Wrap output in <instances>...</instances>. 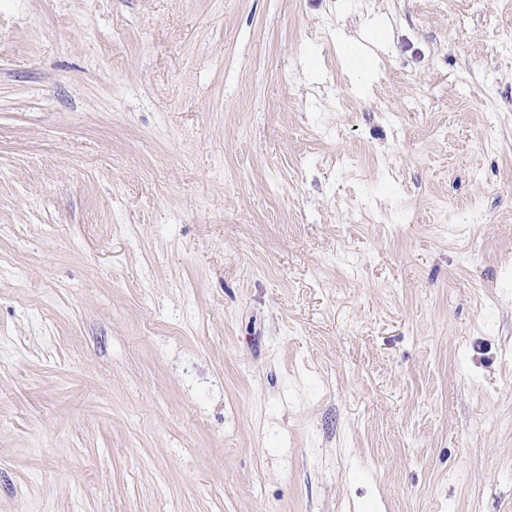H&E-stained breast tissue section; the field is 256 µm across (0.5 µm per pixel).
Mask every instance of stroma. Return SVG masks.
<instances>
[{"label": "stroma", "mask_w": 512, "mask_h": 512, "mask_svg": "<svg viewBox=\"0 0 512 512\" xmlns=\"http://www.w3.org/2000/svg\"><path fill=\"white\" fill-rule=\"evenodd\" d=\"M0 512H512V0H0ZM339 41L344 47L350 50L352 55L358 56L362 54L366 56L362 61L359 59L357 60L358 68L354 67L353 65V71L358 77L359 83L363 84L371 74L373 66L372 56L361 47L360 43L356 39L346 36L343 32L339 34Z\"/></svg>", "instance_id": "1"}]
</instances>
